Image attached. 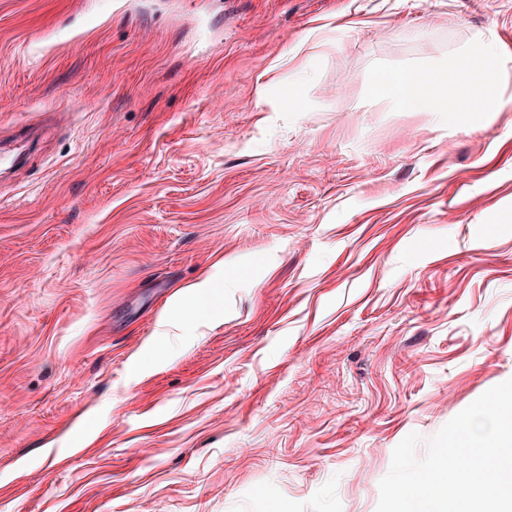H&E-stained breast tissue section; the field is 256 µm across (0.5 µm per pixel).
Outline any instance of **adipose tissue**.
<instances>
[{"instance_id":"adipose-tissue-1","label":"adipose tissue","mask_w":512,"mask_h":512,"mask_svg":"<svg viewBox=\"0 0 512 512\" xmlns=\"http://www.w3.org/2000/svg\"><path fill=\"white\" fill-rule=\"evenodd\" d=\"M497 46L485 41L479 53L461 48L453 62L460 68L457 109L470 111V94L478 92L479 111H495L499 103L501 74L497 64ZM433 68L413 71L384 73L377 76L372 84L376 96L390 99L404 110L423 112H444L448 109V98L441 93Z\"/></svg>"}]
</instances>
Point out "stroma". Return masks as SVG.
<instances>
[{
	"mask_svg": "<svg viewBox=\"0 0 512 512\" xmlns=\"http://www.w3.org/2000/svg\"><path fill=\"white\" fill-rule=\"evenodd\" d=\"M510 378L512 0H0V512H376ZM497 56V45L490 39L483 43L477 57L467 47H463L458 51L456 59L452 62L453 67L460 69L456 112H494L497 109L501 81ZM471 58L477 61L478 64L476 75L479 81L478 94L480 104L477 108L470 106V74L466 73L462 68L463 64ZM437 68L384 73L375 78L372 92L404 110L448 112V96L440 92Z\"/></svg>",
	"mask_w": 512,
	"mask_h": 512,
	"instance_id": "35a3bbf8",
	"label": "stroma"
}]
</instances>
